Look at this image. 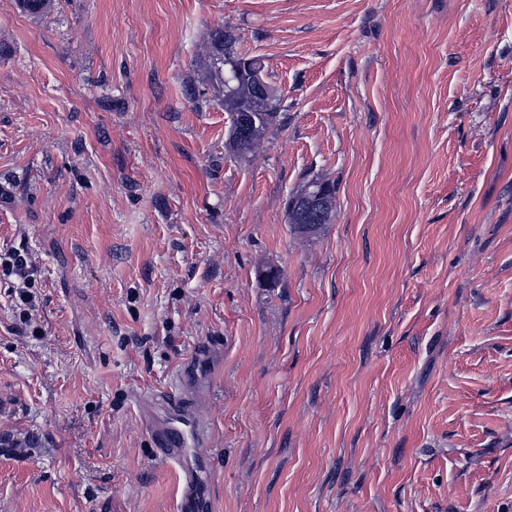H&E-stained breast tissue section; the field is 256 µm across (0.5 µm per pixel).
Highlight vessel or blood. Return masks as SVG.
I'll list each match as a JSON object with an SVG mask.
<instances>
[{"label": "vessel or blood", "instance_id": "vessel-or-blood-1", "mask_svg": "<svg viewBox=\"0 0 512 512\" xmlns=\"http://www.w3.org/2000/svg\"><path fill=\"white\" fill-rule=\"evenodd\" d=\"M206 362L205 353H197L192 365L180 372L176 389L147 398L143 403L158 441L157 459L162 466L172 469L182 484L178 512L209 510L204 493L208 478L206 459L196 449L199 429L183 405L184 394L197 382L198 367Z\"/></svg>", "mask_w": 512, "mask_h": 512}]
</instances>
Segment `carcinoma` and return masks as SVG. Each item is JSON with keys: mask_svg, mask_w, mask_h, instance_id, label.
Masks as SVG:
<instances>
[{"mask_svg": "<svg viewBox=\"0 0 512 512\" xmlns=\"http://www.w3.org/2000/svg\"><path fill=\"white\" fill-rule=\"evenodd\" d=\"M210 50L212 66L210 71L211 83L224 93V111L232 113L244 107L251 102L253 98V89L246 78L241 77L234 81H226V77L236 71L241 65L249 63L254 67L263 68L261 59L258 57H245L236 50V38L232 33L218 26L210 33ZM277 118L276 98H270L267 111L255 113V120L251 126L247 145L238 147L231 145V148L242 154L248 152L254 144L263 136V134L274 124ZM324 185L328 187V193L321 205L320 216L313 223H305L300 220L288 223L293 225L295 232L299 234H315L325 224L330 223L335 208V187L332 183L326 181Z\"/></svg>", "mask_w": 512, "mask_h": 512, "instance_id": "obj_1", "label": "carcinoma"}]
</instances>
